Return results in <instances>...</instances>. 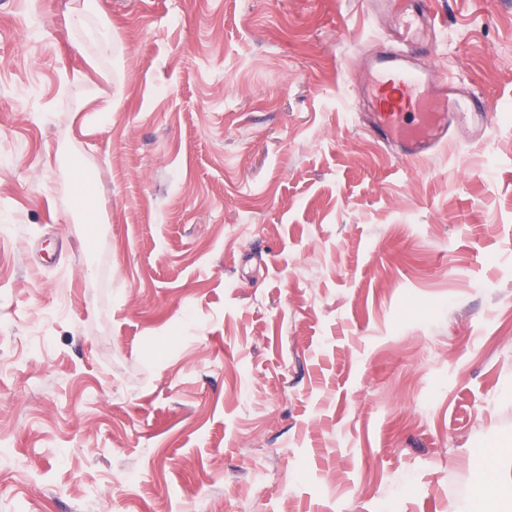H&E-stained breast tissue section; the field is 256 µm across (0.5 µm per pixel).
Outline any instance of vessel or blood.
<instances>
[{
	"instance_id": "obj_1",
	"label": "vessel or blood",
	"mask_w": 512,
	"mask_h": 512,
	"mask_svg": "<svg viewBox=\"0 0 512 512\" xmlns=\"http://www.w3.org/2000/svg\"><path fill=\"white\" fill-rule=\"evenodd\" d=\"M441 28L437 14L415 0L393 38L381 40L365 63L369 130L403 158L429 157L447 144L455 125L467 128L471 142L489 138L492 119L482 95L438 69L432 50L416 45Z\"/></svg>"
}]
</instances>
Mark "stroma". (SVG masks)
<instances>
[{
    "label": "stroma",
    "instance_id": "obj_1",
    "mask_svg": "<svg viewBox=\"0 0 512 512\" xmlns=\"http://www.w3.org/2000/svg\"><path fill=\"white\" fill-rule=\"evenodd\" d=\"M430 2L494 127L420 163L367 129L363 0H0V512L475 501L512 447V0Z\"/></svg>",
    "mask_w": 512,
    "mask_h": 512
}]
</instances>
